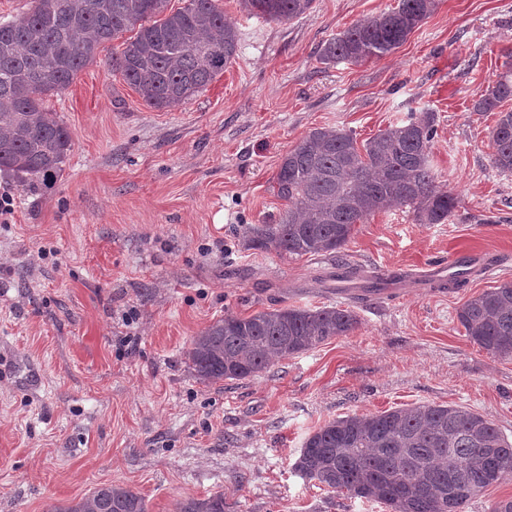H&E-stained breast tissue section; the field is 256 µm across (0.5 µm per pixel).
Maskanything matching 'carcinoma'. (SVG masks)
Returning <instances> with one entry per match:
<instances>
[{
	"mask_svg": "<svg viewBox=\"0 0 512 512\" xmlns=\"http://www.w3.org/2000/svg\"><path fill=\"white\" fill-rule=\"evenodd\" d=\"M33 10L0 23V172L17 185L48 186L64 171L72 139L45 97L67 90L93 62L98 49L125 32L112 48L111 71L120 74L155 109L187 103L203 91L237 53L238 29L216 0H35ZM436 0H399L396 8L325 42L326 66L381 58L401 46L434 11ZM314 0H239L249 17L285 22L313 8ZM512 98L502 76L474 104L492 112ZM434 114L390 125L363 145L343 129L311 130L281 159L278 216L250 224L246 249L281 254L332 255L351 239L355 225L394 206L411 208L422 224H443L460 198L437 183L429 156ZM492 164L512 173V111L500 113L491 131ZM469 262L456 263L438 287L468 282ZM464 336L512 360V281L467 300L457 311ZM359 324L350 308L281 307L247 316L226 313L193 337L186 351L207 382L242 380L275 360L307 353L346 336ZM512 472V443L493 422L459 405L426 404L330 420L305 439L294 469L304 479L352 498L374 501L389 512H466L469 502ZM49 512H148L145 498L122 485H103L80 501ZM179 512H226L224 494L189 499Z\"/></svg>",
	"mask_w": 512,
	"mask_h": 512,
	"instance_id": "carcinoma-1",
	"label": "carcinoma"
}]
</instances>
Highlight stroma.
I'll return each instance as SVG.
<instances>
[{"label": "stroma", "mask_w": 512, "mask_h": 512, "mask_svg": "<svg viewBox=\"0 0 512 512\" xmlns=\"http://www.w3.org/2000/svg\"><path fill=\"white\" fill-rule=\"evenodd\" d=\"M237 55L187 103L146 106L107 70L111 44L46 100L72 150L55 184L0 174V512H48L123 484L149 512L223 492L232 512H386L330 492L293 464L325 422L459 404L512 441V360L471 343L456 311L512 280V173L491 162L500 111L473 106L512 69V0H437L394 53L331 67L322 44L398 0H315L298 19L246 18ZM434 114L430 161L461 202L444 224L395 207L356 225L339 257L244 250L243 229L285 207L282 156L314 128L365 142ZM469 256L465 287L431 273ZM402 278L336 289L337 261ZM341 306L358 326L243 380L191 369L194 336L232 312Z\"/></svg>", "instance_id": "35a3bbf8"}]
</instances>
